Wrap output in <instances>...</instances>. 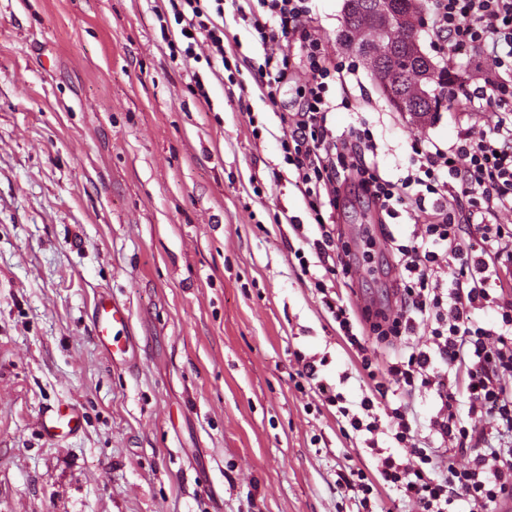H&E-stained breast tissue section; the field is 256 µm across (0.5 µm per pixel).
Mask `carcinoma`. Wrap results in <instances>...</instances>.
<instances>
[{
  "instance_id": "carcinoma-1",
  "label": "carcinoma",
  "mask_w": 512,
  "mask_h": 512,
  "mask_svg": "<svg viewBox=\"0 0 512 512\" xmlns=\"http://www.w3.org/2000/svg\"><path fill=\"white\" fill-rule=\"evenodd\" d=\"M367 0H345L344 18L339 42L363 57L378 88H398L426 117L442 104V95L434 86L439 74L421 78L422 51L414 29L393 16L384 18L366 6Z\"/></svg>"
}]
</instances>
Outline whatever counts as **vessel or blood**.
<instances>
[{
  "instance_id": "obj_1",
  "label": "vessel or blood",
  "mask_w": 512,
  "mask_h": 512,
  "mask_svg": "<svg viewBox=\"0 0 512 512\" xmlns=\"http://www.w3.org/2000/svg\"><path fill=\"white\" fill-rule=\"evenodd\" d=\"M95 339L100 350L113 365L125 364L131 350V322L124 306L113 298L99 297L93 307ZM80 425L76 405L60 403L48 412L42 430L49 439H57L77 431Z\"/></svg>"
}]
</instances>
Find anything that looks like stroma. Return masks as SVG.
Returning <instances> with one entry per match:
<instances>
[{
	"label": "stroma",
	"instance_id": "35a3bbf8",
	"mask_svg": "<svg viewBox=\"0 0 512 512\" xmlns=\"http://www.w3.org/2000/svg\"><path fill=\"white\" fill-rule=\"evenodd\" d=\"M166 0H0V512H357L339 471L375 461L336 409L299 386V357L347 404L374 382L300 268L319 232L284 161V113L259 91V34L224 6L233 80L171 61L156 19ZM344 0H313L330 62ZM205 75L211 108L190 91ZM336 134L369 129L375 163L405 175L415 138L452 145L487 112L444 101L414 122L366 66L347 80ZM333 213L357 274L344 301L394 314L387 237L347 180ZM302 227L277 223L280 214ZM110 290L131 314L134 360L113 369L92 303ZM431 439L434 391L388 394ZM77 403L75 434L44 437L46 410Z\"/></svg>",
	"mask_w": 512,
	"mask_h": 512
}]
</instances>
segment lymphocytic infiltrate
Here are the masks:
<instances>
[{
  "mask_svg": "<svg viewBox=\"0 0 512 512\" xmlns=\"http://www.w3.org/2000/svg\"><path fill=\"white\" fill-rule=\"evenodd\" d=\"M168 2L169 14H158L157 19L170 59H193L198 43L206 42V66L213 76H220L228 66L225 0ZM232 2L239 18L258 33L270 30L299 46L295 58L265 54L267 80L262 96L275 102L293 59H300L308 75L302 88L304 108L285 133L284 159L293 165L294 185L321 232L312 242L323 270L314 286L363 369L373 365L368 342L354 333L350 307L328 293L329 283L351 270L349 261L333 262L337 245L323 214L325 208L336 205L337 174L344 171L358 178L369 188L374 204L388 215H396L401 208L432 213L421 238L395 247L400 312L390 326L396 336L423 331L427 342L388 365L377 392L384 397L390 387L417 383L433 388L440 407L430 421L432 431L441 439L453 440L457 451L468 452L470 461L463 468H449L444 478H435L433 451L418 444L410 411L402 405L391 409L390 422L385 425L394 446L379 447L375 436L384 425L376 413L375 397H363L358 410H350L341 394L329 393L319 381L318 368L309 359L302 365L301 378L326 395L354 432H368L365 444L376 462L377 481H370L359 470L352 476L339 475L338 485L352 491L363 510L380 483L416 503L420 512H457L460 504L469 512H496L501 498L512 493V445L489 443L480 422L484 416H495L503 432L512 437V396L501 383L505 373H512V304L499 306L501 324L495 330L480 326L473 312L489 301L501 265L512 262V227L494 221L498 211L512 210V120L499 116L486 130H462L448 148L414 144L412 169L398 181L386 180L365 161L366 153L376 150L368 135L344 137L327 125V115L334 109L329 84L344 82L345 75L343 66L328 63L324 37L313 24L310 0ZM431 12L432 29L445 42L447 62L465 54L491 63L481 77L451 90V97L459 99L466 111L494 103L512 107V0H431ZM169 16L174 19L170 25L165 22ZM429 194L434 197L430 203L425 200ZM466 226L476 240L469 247L461 237ZM448 252L456 256L459 266L449 288L444 289L434 284L433 277L442 254ZM463 405L468 408L464 415L459 412Z\"/></svg>",
  "mask_w": 512,
  "mask_h": 512,
  "instance_id": "1",
  "label": "lymphocytic infiltrate"
}]
</instances>
